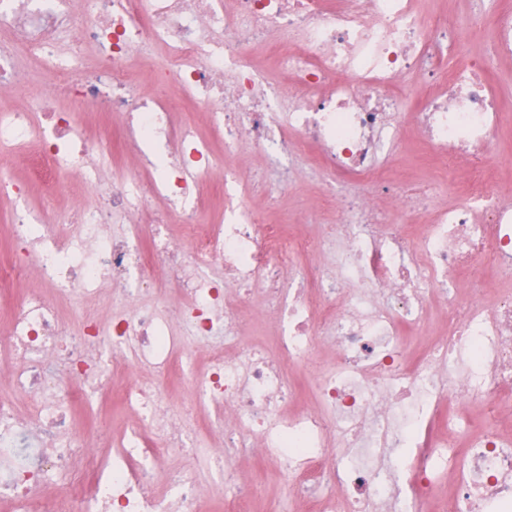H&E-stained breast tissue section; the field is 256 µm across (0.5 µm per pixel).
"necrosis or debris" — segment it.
Wrapping results in <instances>:
<instances>
[{
    "instance_id": "necrosis-or-debris-1",
    "label": "necrosis or debris",
    "mask_w": 512,
    "mask_h": 512,
    "mask_svg": "<svg viewBox=\"0 0 512 512\" xmlns=\"http://www.w3.org/2000/svg\"><path fill=\"white\" fill-rule=\"evenodd\" d=\"M478 3L493 55L458 59L456 30L420 0H0V87L35 65L55 78L33 111L0 112V145L34 148L46 176L97 192L51 221L9 217L0 289L21 295L0 355L29 404L17 411L0 394V501L12 512H198L193 468L164 466L195 442L156 382L169 376L193 382L207 432L223 438L228 512H250L243 457L277 470L305 512H512V290L464 281L512 270L490 82L494 59L512 58V7ZM134 65L178 99L145 97ZM82 113L105 119L107 137L81 135ZM407 124L435 168L414 188L396 170ZM245 147L265 158L271 194L312 152L336 183L323 198L336 225L291 236L262 223L254 183L233 167ZM114 153L139 173L103 178L97 162ZM460 161L462 201L432 208ZM216 168L224 207L213 217L203 185ZM382 194L409 214L431 208L418 237L372 204ZM154 200L167 209L151 219ZM316 252L325 262L308 266ZM33 271L41 290L23 287ZM104 299L105 322L92 310ZM270 314L271 355L242 335ZM132 345L149 376L113 392ZM320 348L334 359L315 370L305 407L288 367ZM114 395L136 421L108 456L70 421L77 404Z\"/></svg>"
}]
</instances>
